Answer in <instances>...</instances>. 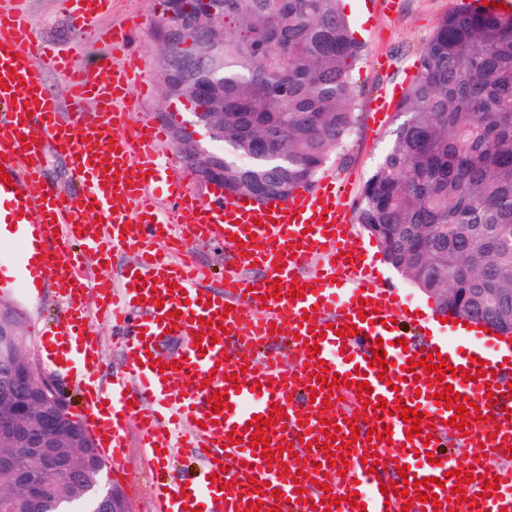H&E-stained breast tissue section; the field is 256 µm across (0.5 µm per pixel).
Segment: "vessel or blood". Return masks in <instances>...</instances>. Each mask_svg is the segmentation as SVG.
Returning a JSON list of instances; mask_svg holds the SVG:
<instances>
[{
  "label": "vessel or blood",
  "instance_id": "obj_1",
  "mask_svg": "<svg viewBox=\"0 0 512 512\" xmlns=\"http://www.w3.org/2000/svg\"><path fill=\"white\" fill-rule=\"evenodd\" d=\"M68 3L85 20L112 8V0ZM141 25L136 18L112 29L111 51L92 66L43 51L40 68L64 80L52 92L31 63L32 23L18 9L0 8V168L10 176L0 181V227L21 244L8 281L60 296L45 345L66 371L83 370L81 413L100 454L125 469L132 420L152 452L169 449L180 429L181 448L200 462L202 476L187 484L158 474V512H247L254 501L259 512H448L459 472L473 478L459 512H512V354L481 365L468 349L408 330L412 315L376 286L330 180L270 202L219 187L197 195L191 172L162 159L167 126L129 120L137 95L149 92L146 63L132 48ZM50 152L69 162L80 191L47 182ZM187 237L225 251L223 290L211 287L204 265L181 255ZM84 250L123 253L119 284L88 283ZM316 256L323 262L314 269ZM91 286L127 359L105 393L93 380L98 340L83 324ZM361 309L368 318L358 317ZM351 325L357 335H337ZM377 345L388 369L373 364ZM413 354L443 357L447 366L436 374L409 366ZM326 370L340 377L330 389L317 381ZM465 370L478 371L477 380L463 381ZM361 371L372 389L365 401L356 396ZM444 383L478 407H492V421L471 418L464 429L449 430L453 413L437 397ZM217 392L227 402L218 413ZM321 399L328 411H319ZM398 399L422 412L431 438L409 435L398 415H379V401ZM275 406L285 418L265 429L268 448H250V420L269 418ZM326 420L341 437L324 434ZM354 427L361 435L348 451L343 437ZM371 429L376 437H368ZM368 446L407 464L406 477L370 473L361 462ZM267 449L272 459L263 458ZM332 466L337 475L325 479ZM423 478L435 502L416 500ZM492 480L497 488L484 491ZM224 482L229 490H221ZM324 482L330 491L321 490ZM349 494L355 503H343Z\"/></svg>",
  "mask_w": 512,
  "mask_h": 512
}]
</instances>
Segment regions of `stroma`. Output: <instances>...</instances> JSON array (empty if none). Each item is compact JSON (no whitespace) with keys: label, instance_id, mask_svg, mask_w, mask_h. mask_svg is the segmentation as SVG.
<instances>
[{"label":"stroma","instance_id":"35a3bbf8","mask_svg":"<svg viewBox=\"0 0 512 512\" xmlns=\"http://www.w3.org/2000/svg\"><path fill=\"white\" fill-rule=\"evenodd\" d=\"M27 9L40 38L47 44L71 50L79 64H92L109 50L107 34L123 25L131 16L144 17L134 47L147 63L146 81L151 88L142 101L140 111L130 113L131 122L155 118L166 102L163 88L156 75V60L160 44L155 27L160 7L158 0H112L109 13L100 16L92 32L80 34L75 19L64 0H26ZM461 0H393L389 9L366 8L364 0H345L355 39L364 46L363 55L354 68L351 79L362 92L359 122L352 132L344 154L331 156L323 168L324 174L336 177V183L347 193L349 203H356L363 185L389 146L391 134L400 120L397 112L387 113L382 123H375L369 110L372 99L393 87H407L416 75L419 54L432 36L440 19L460 4ZM356 243L373 259L382 287L398 291L405 303L419 311L424 324L430 325L435 336L449 337L452 344L466 346L467 337L451 332L442 324L437 303L392 268L380 251L375 239L356 227ZM0 300L11 302L23 314L27 345L34 354H41V336L47 335L59 303L51 292L27 296L17 289L0 288ZM86 302L92 313L88 324L100 339L102 366L99 384L110 389L112 377L121 373L125 360L119 342L109 323L95 314L96 292L88 290ZM124 455L131 465L122 474L106 472L105 480L114 490L113 499L121 512H153V489L146 472L147 456L139 448L135 426H128Z\"/></svg>","mask_w":512,"mask_h":512}]
</instances>
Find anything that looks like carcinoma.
Instances as JSON below:
<instances>
[{
	"label": "carcinoma",
	"instance_id": "carcinoma-1",
	"mask_svg": "<svg viewBox=\"0 0 512 512\" xmlns=\"http://www.w3.org/2000/svg\"><path fill=\"white\" fill-rule=\"evenodd\" d=\"M205 45L191 81L224 90V138L193 167L224 172V190L285 198L313 186L358 121L350 73L363 45L340 0H221L210 29L183 28L177 50ZM402 121L366 181L357 223L388 261L438 309L512 324V13L458 6L422 48L397 105ZM98 448H57L54 458L0 446L21 469L46 471L33 499L0 468L12 512H100L90 491L53 473L56 463L92 468Z\"/></svg>",
	"mask_w": 512,
	"mask_h": 512
}]
</instances>
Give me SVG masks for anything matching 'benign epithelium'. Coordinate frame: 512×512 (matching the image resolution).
<instances>
[{"label":"benign epithelium","instance_id":"7a95c632","mask_svg":"<svg viewBox=\"0 0 512 512\" xmlns=\"http://www.w3.org/2000/svg\"><path fill=\"white\" fill-rule=\"evenodd\" d=\"M178 44L173 29L165 30L157 67L164 86L171 97L185 94L184 83L169 67L170 47ZM157 118L172 124V133L181 159L193 161L205 148L195 131L198 125H208L201 112L190 113L183 119L169 111L157 113ZM5 379L0 382V405L11 409L13 420L0 426V441L24 446L44 455L60 444L73 448H87L94 438L81 425L74 430H63V420L70 413V402L57 380L48 374L39 359L27 350V337L12 328V317L0 315V367Z\"/></svg>","mask_w":512,"mask_h":512}]
</instances>
